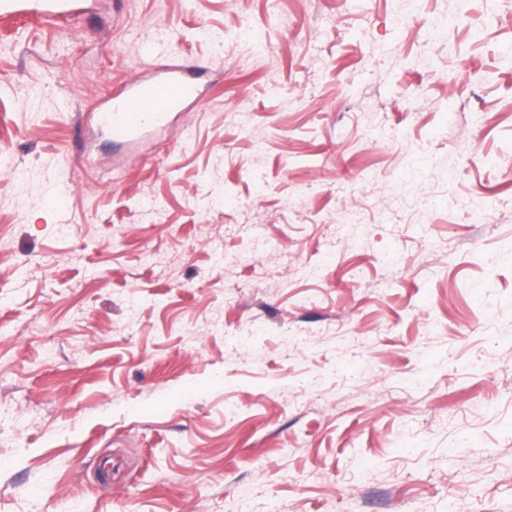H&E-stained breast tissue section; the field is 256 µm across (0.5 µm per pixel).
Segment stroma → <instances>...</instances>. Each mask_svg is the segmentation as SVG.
Listing matches in <instances>:
<instances>
[{"label": "stroma", "instance_id": "35a3bbf8", "mask_svg": "<svg viewBox=\"0 0 512 512\" xmlns=\"http://www.w3.org/2000/svg\"><path fill=\"white\" fill-rule=\"evenodd\" d=\"M84 2L0 30V512H512L503 0ZM209 71L199 63L158 64L122 81L107 106L98 112L112 148L142 145L150 133L191 112L203 98Z\"/></svg>", "mask_w": 512, "mask_h": 512}]
</instances>
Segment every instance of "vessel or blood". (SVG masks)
<instances>
[{
  "label": "vessel or blood",
  "instance_id": "obj_1",
  "mask_svg": "<svg viewBox=\"0 0 512 512\" xmlns=\"http://www.w3.org/2000/svg\"><path fill=\"white\" fill-rule=\"evenodd\" d=\"M80 0H0V24L63 21L78 13ZM209 71L197 63L159 64L122 81L97 115L113 148L142 145L150 133L197 107Z\"/></svg>",
  "mask_w": 512,
  "mask_h": 512
}]
</instances>
